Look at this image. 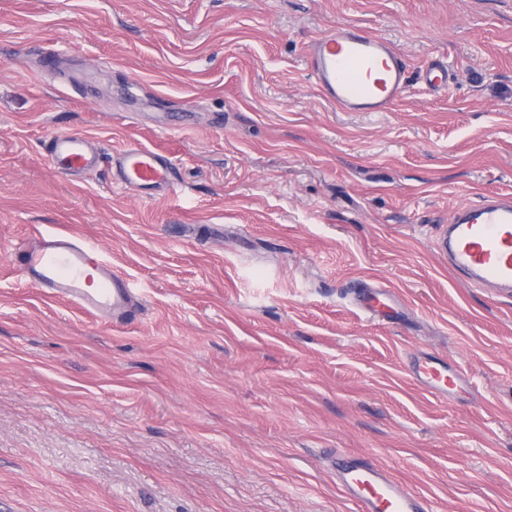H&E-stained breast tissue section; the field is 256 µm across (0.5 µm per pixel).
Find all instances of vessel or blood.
Returning a JSON list of instances; mask_svg holds the SVG:
<instances>
[{"label": "vessel or blood", "instance_id": "vessel-or-blood-1", "mask_svg": "<svg viewBox=\"0 0 512 512\" xmlns=\"http://www.w3.org/2000/svg\"><path fill=\"white\" fill-rule=\"evenodd\" d=\"M307 67L319 95L343 112H388L407 92L404 58L383 36L358 26L331 30L306 46ZM424 81L430 91L447 93L445 62L428 63ZM83 133L51 138L48 153L60 173L94 166L98 158ZM174 166L159 150L127 145L117 158L118 182L143 189L173 186ZM440 253L466 282L494 293H512V197L486 196L455 211L438 240ZM17 269L35 275L53 298L67 301L89 316H121L135 302L130 280L106 269L99 251L74 237L33 228L19 253ZM414 376L444 399L460 381L446 366L424 358ZM339 485L359 512H433L428 499L369 459L336 466Z\"/></svg>", "mask_w": 512, "mask_h": 512}]
</instances>
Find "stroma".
I'll return each mask as SVG.
<instances>
[{
	"instance_id": "35a3bbf8",
	"label": "stroma",
	"mask_w": 512,
	"mask_h": 512,
	"mask_svg": "<svg viewBox=\"0 0 512 512\" xmlns=\"http://www.w3.org/2000/svg\"><path fill=\"white\" fill-rule=\"evenodd\" d=\"M352 24L407 63L392 111H337L308 76L305 45ZM70 132L101 154L71 178L47 152ZM130 142L174 190L114 180ZM491 192L512 0H0V512H357L339 453L436 512H512V297L436 250ZM35 225L125 272L136 316L18 276ZM423 352L456 399L412 383ZM424 81L431 92L447 94L450 84L448 64L442 60L429 62L425 69Z\"/></svg>"
}]
</instances>
